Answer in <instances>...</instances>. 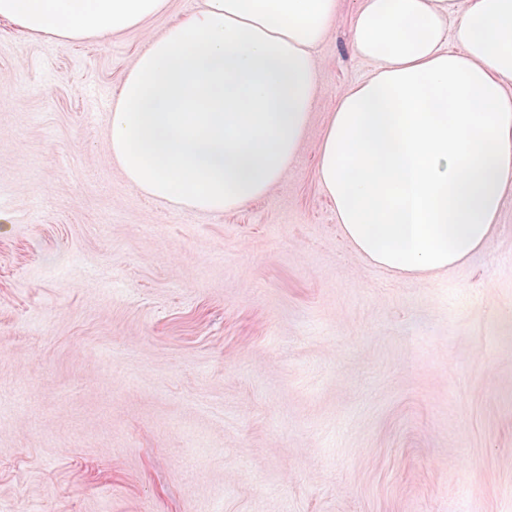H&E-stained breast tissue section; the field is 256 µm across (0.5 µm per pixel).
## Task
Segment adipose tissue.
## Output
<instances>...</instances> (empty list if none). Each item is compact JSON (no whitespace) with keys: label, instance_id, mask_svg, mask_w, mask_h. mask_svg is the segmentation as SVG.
Listing matches in <instances>:
<instances>
[{"label":"adipose tissue","instance_id":"adipose-tissue-1","mask_svg":"<svg viewBox=\"0 0 512 512\" xmlns=\"http://www.w3.org/2000/svg\"><path fill=\"white\" fill-rule=\"evenodd\" d=\"M168 0H0L30 36L107 45ZM337 0H202L138 55L109 144L148 196L211 214L265 196L301 149ZM373 63L330 112L317 178L351 244L408 277L487 246L512 193V0H360Z\"/></svg>","mask_w":512,"mask_h":512}]
</instances>
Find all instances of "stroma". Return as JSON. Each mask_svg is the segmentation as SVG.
I'll list each match as a JSON object with an SVG mask.
<instances>
[{
    "label": "stroma",
    "mask_w": 512,
    "mask_h": 512,
    "mask_svg": "<svg viewBox=\"0 0 512 512\" xmlns=\"http://www.w3.org/2000/svg\"><path fill=\"white\" fill-rule=\"evenodd\" d=\"M0 21V512H512V196L488 245L406 279L317 179L373 71L338 0L301 150L222 214L134 189L110 98L150 37Z\"/></svg>",
    "instance_id": "stroma-1"
}]
</instances>
